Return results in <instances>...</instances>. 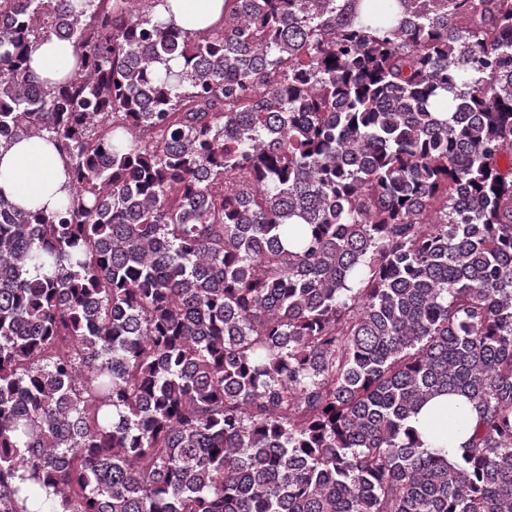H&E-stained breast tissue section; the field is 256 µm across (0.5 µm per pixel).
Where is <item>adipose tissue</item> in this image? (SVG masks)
<instances>
[{
    "label": "adipose tissue",
    "instance_id": "ef3b65f1",
    "mask_svg": "<svg viewBox=\"0 0 512 512\" xmlns=\"http://www.w3.org/2000/svg\"><path fill=\"white\" fill-rule=\"evenodd\" d=\"M156 14L193 33L223 19L224 0H168L167 5L157 6ZM28 65L38 81H60L74 72V48L54 37L44 39L31 52ZM71 188L67 160L53 140L42 135L23 137L9 149H0V196L19 208L54 211ZM475 418L463 398L447 396L429 403L412 424L429 447L447 443L456 448L468 438Z\"/></svg>",
    "mask_w": 512,
    "mask_h": 512
}]
</instances>
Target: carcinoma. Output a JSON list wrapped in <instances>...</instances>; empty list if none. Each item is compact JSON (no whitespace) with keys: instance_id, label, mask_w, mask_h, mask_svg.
<instances>
[{"instance_id":"1","label":"carcinoma","mask_w":512,"mask_h":512,"mask_svg":"<svg viewBox=\"0 0 512 512\" xmlns=\"http://www.w3.org/2000/svg\"><path fill=\"white\" fill-rule=\"evenodd\" d=\"M131 2L0 0V512H512V0ZM167 7L158 5L156 14L186 32H197L219 23L224 17V0H168ZM75 60L72 44L51 37L37 43L28 65L38 81L58 82L74 73ZM72 188L67 160L46 135L22 137L0 149V195L27 211L52 212ZM446 404V405H445ZM451 406L454 409L455 417L448 422V436L446 441L440 432L431 426L433 416L444 408ZM476 418V413L471 406L461 397L447 396L429 403L422 411L412 419V426L419 428L424 439L430 448H439L442 444L448 442L451 447L459 448L469 436V430Z\"/></svg>"}]
</instances>
